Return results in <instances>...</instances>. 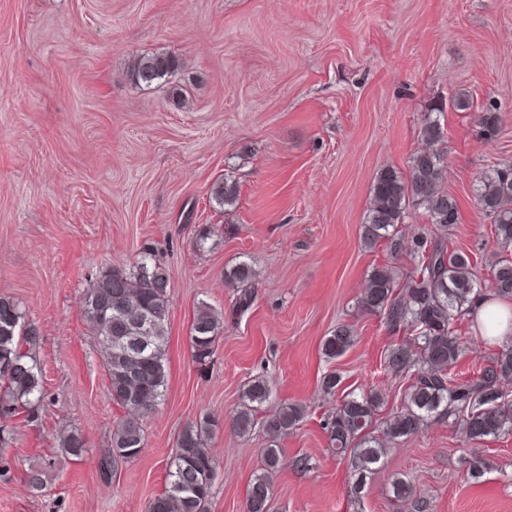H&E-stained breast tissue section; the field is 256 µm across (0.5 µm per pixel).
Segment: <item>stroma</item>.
Here are the masks:
<instances>
[{"instance_id":"1","label":"stroma","mask_w":512,"mask_h":512,"mask_svg":"<svg viewBox=\"0 0 512 512\" xmlns=\"http://www.w3.org/2000/svg\"><path fill=\"white\" fill-rule=\"evenodd\" d=\"M146 53L177 55L182 68L135 83L131 64ZM460 93L473 108L450 107ZM438 103L444 185L460 203L448 242L485 281L504 251L473 187L512 164V0H0V296L37 331L45 394L36 422L0 429V512H146L179 431L204 412L218 421L207 440L218 464L209 512H245L265 437L238 436L229 419L257 377L272 383L274 402L305 408L281 443L275 512H416L419 499L424 512H512V435L471 443L432 422L390 446L355 495L349 460L323 427L350 392L381 391L383 418L400 403L384 354L403 335L358 299L373 268L401 274L410 261L365 248L360 228L376 174L408 173ZM492 104L502 122L488 141L476 116ZM226 179L239 196L222 207L212 189ZM204 229L214 236L200 250ZM146 248L170 280L168 379L143 420L141 454L107 482L95 460L123 410L107 395L84 294ZM242 260L257 288L244 313L224 281ZM202 301L223 321L203 367L189 345ZM340 324L355 342L330 359L322 344ZM458 334L453 373L465 381L498 347L467 319ZM332 370L341 382L330 395L322 377ZM61 428L84 436L83 460L49 441ZM475 453L488 463L476 481L466 465ZM31 467L47 472L37 491L22 481ZM398 478L414 497H395Z\"/></svg>"}]
</instances>
